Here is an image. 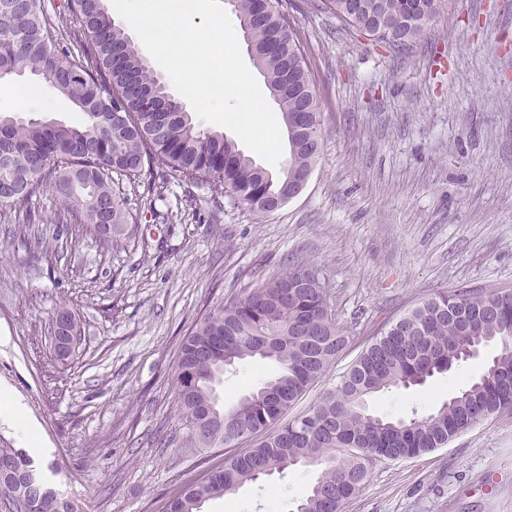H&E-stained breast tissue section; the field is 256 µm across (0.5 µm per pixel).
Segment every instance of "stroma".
I'll return each instance as SVG.
<instances>
[{
	"label": "stroma",
	"instance_id": "stroma-1",
	"mask_svg": "<svg viewBox=\"0 0 512 512\" xmlns=\"http://www.w3.org/2000/svg\"><path fill=\"white\" fill-rule=\"evenodd\" d=\"M321 105L322 150L301 194L263 215L163 165L116 176L160 250L83 236L55 250L53 224L0 223V384L39 425L36 461L83 512H160L228 448L163 446L174 433L172 371L204 309L279 274L316 267L350 341L297 403L304 412L389 321L442 290L512 289V0H445L411 49L343 29L307 0H280ZM69 126L85 117L41 81H0V114ZM82 339L59 360L61 307ZM496 345L425 385L367 400L370 413L425 415L480 374ZM246 359L217 389L232 406L275 374ZM315 468L296 466L206 503L204 512H293ZM343 512H512V415H489L447 447L375 462Z\"/></svg>",
	"mask_w": 512,
	"mask_h": 512
}]
</instances>
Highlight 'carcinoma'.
<instances>
[{
    "label": "carcinoma",
    "instance_id": "carcinoma-1",
    "mask_svg": "<svg viewBox=\"0 0 512 512\" xmlns=\"http://www.w3.org/2000/svg\"><path fill=\"white\" fill-rule=\"evenodd\" d=\"M325 4L350 30L367 15L349 16L348 0ZM81 30L67 32L40 0H0V80L31 76L67 97L85 115L78 127L0 115V215L11 224H42L41 211L25 201L49 189L60 200L58 232L92 235L129 223L127 199L112 187V173L139 177L158 161L190 185L207 183L265 214L267 202L315 165L319 151L301 147L276 174L257 165L217 131L204 130L163 78L139 56L104 0H67ZM242 35L253 43L251 59L267 80L282 112L285 134L298 113H320L307 71L288 75V49L301 51L296 30L279 10L259 0H235ZM315 268L292 264L227 303L208 310L180 343L172 384L175 415L188 448H221L235 432H262L265 439L224 458L201 481L185 485L162 512H198L199 499L234 492L266 473L298 465L319 467L300 498L301 512H343L365 484L378 459L396 460L442 448L481 418L512 413V290L459 288L440 291L392 322L361 352L336 386L309 410L312 423L284 420L291 405L319 379L347 346L328 289L313 279ZM498 345L493 367L425 417L366 419L361 403L373 393L410 388L466 361L468 350ZM247 357L271 359L278 371L231 408L206 403L224 368ZM19 456L26 468L12 486L22 490L29 512H80L76 503L33 478V459L23 449L0 445V458Z\"/></svg>",
    "mask_w": 512,
    "mask_h": 512
}]
</instances>
